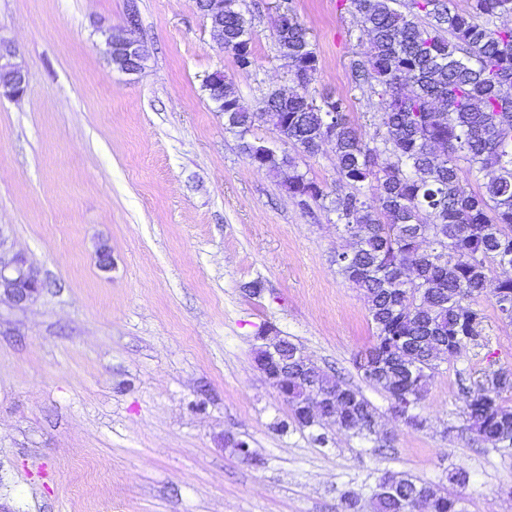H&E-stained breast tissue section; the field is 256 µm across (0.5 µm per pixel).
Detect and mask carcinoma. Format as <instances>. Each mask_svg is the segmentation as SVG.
Masks as SVG:
<instances>
[{"instance_id":"carcinoma-1","label":"carcinoma","mask_w":512,"mask_h":512,"mask_svg":"<svg viewBox=\"0 0 512 512\" xmlns=\"http://www.w3.org/2000/svg\"><path fill=\"white\" fill-rule=\"evenodd\" d=\"M370 36L357 77L379 98L384 131L365 139L349 124L346 103L309 95L319 61L308 30L288 14L276 39L288 72L301 91L274 90L257 112L242 108L229 81L214 80L209 99L224 95V126L252 164L288 169L286 189L303 206L325 197L297 172L294 158L250 139L262 119L278 139L303 155L321 143L334 145L336 169L346 189L330 211L354 239L336 256L338 273L360 288L374 329L370 347L353 355L360 377L387 394L391 412L421 432L420 404L438 371L439 356H462L483 336L484 316L473 306L491 266L512 267V26L495 20L512 15V0H350ZM224 49L237 67L253 65L252 39L243 26L240 0H224ZM391 154L392 163L384 158ZM485 179L482 190L468 182ZM375 181L369 202L361 186ZM495 307L512 323V278L495 287ZM512 372L494 371L463 388L467 429L478 439L512 448V410L502 393ZM292 422L301 430L329 420L342 432L386 444L373 404L354 387L311 364L288 375ZM314 393L325 413H308ZM422 500L428 512H461L448 489L405 472L385 471L372 495L374 512H412Z\"/></svg>"}]
</instances>
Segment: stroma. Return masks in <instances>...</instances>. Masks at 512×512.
I'll list each match as a JSON object with an SVG mask.
<instances>
[{"mask_svg": "<svg viewBox=\"0 0 512 512\" xmlns=\"http://www.w3.org/2000/svg\"><path fill=\"white\" fill-rule=\"evenodd\" d=\"M255 63L215 47L193 0H0V41L26 75L0 100V227L38 267L28 306L0 301V499L14 512H337L382 471L447 485L464 467L463 512H512V448L473 441L461 385L512 370V324L478 298L485 338L441 361L421 404L425 431L396 421L351 359L372 341L358 288L334 258L351 240L321 203L302 208L287 172L253 165L204 82L223 71L243 107L290 88L275 36L295 13L320 71L309 91L343 97L360 133L382 123L356 80L369 36L349 0H242ZM136 12L139 72L104 55ZM334 193V146L296 155ZM111 249L102 269L98 243ZM361 388L395 436L385 455L326 423L290 425L258 371L264 330ZM328 442L318 445L313 433ZM248 443L241 460L226 438Z\"/></svg>", "mask_w": 512, "mask_h": 512, "instance_id": "1", "label": "stroma"}]
</instances>
